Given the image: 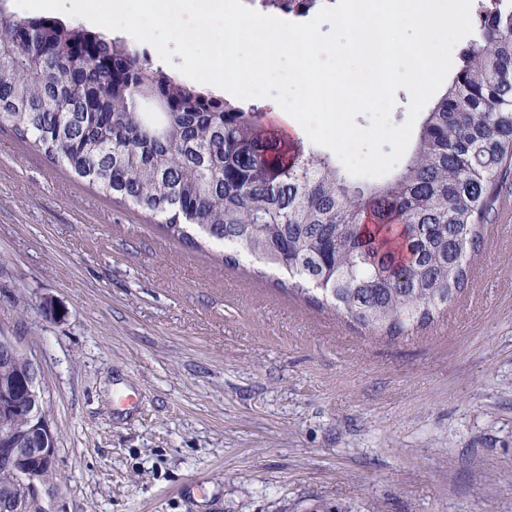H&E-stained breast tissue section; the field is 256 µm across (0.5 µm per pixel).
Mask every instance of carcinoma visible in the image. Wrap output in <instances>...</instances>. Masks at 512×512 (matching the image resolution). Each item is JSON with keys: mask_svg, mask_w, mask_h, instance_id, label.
Instances as JSON below:
<instances>
[{"mask_svg": "<svg viewBox=\"0 0 512 512\" xmlns=\"http://www.w3.org/2000/svg\"><path fill=\"white\" fill-rule=\"evenodd\" d=\"M0 123L114 200L161 216L196 249L251 255L285 289L332 306L371 336L432 325L468 285L501 175L512 167V0L460 55L389 181L348 183L329 156L260 137L245 112L59 18L0 12ZM29 356L0 363V420ZM0 470V501L24 483Z\"/></svg>", "mask_w": 512, "mask_h": 512, "instance_id": "1", "label": "carcinoma"}]
</instances>
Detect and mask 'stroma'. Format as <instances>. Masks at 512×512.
<instances>
[{
	"instance_id": "obj_1",
	"label": "stroma",
	"mask_w": 512,
	"mask_h": 512,
	"mask_svg": "<svg viewBox=\"0 0 512 512\" xmlns=\"http://www.w3.org/2000/svg\"><path fill=\"white\" fill-rule=\"evenodd\" d=\"M468 288L376 338L0 125V336L40 366L29 512H512V169Z\"/></svg>"
}]
</instances>
